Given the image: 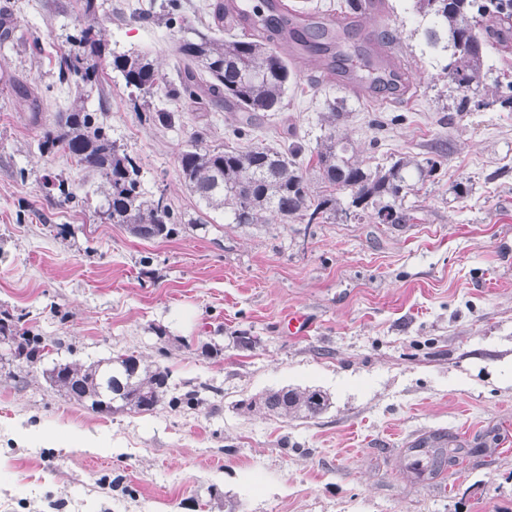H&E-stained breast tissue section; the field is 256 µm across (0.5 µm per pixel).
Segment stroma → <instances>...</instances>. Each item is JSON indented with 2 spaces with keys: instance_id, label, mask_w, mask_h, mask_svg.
Here are the masks:
<instances>
[{
  "instance_id": "35a3bbf8",
  "label": "stroma",
  "mask_w": 512,
  "mask_h": 512,
  "mask_svg": "<svg viewBox=\"0 0 512 512\" xmlns=\"http://www.w3.org/2000/svg\"><path fill=\"white\" fill-rule=\"evenodd\" d=\"M98 2L109 50L147 53L172 75L184 26L202 28L217 0H183L173 22L166 0ZM381 3L346 56L387 29L416 79L411 99L361 96L295 61L283 109L258 117L252 136L315 145L328 102L343 104L337 131L365 166L438 161L407 199L412 221L242 226L203 213L177 152L198 133L238 146L239 113L159 88L150 106L175 119L154 125L102 59L104 95L86 108L138 159L144 191L187 221L142 240L101 217L104 179L38 149L75 98L57 60L87 22L79 0H0L16 33L0 44V311L55 343L33 366L0 346V512H512V112L449 109L447 77L410 36L409 0ZM21 85L40 96L38 114L19 103ZM60 177L73 201L53 189ZM203 215L207 227H191ZM297 312L309 323L299 336L287 327ZM124 351L169 367L199 404L97 414L45 380L53 363ZM283 386L320 388L331 406L307 421L234 408ZM435 431L467 448L492 436L495 450L421 485L399 450Z\"/></svg>"
}]
</instances>
